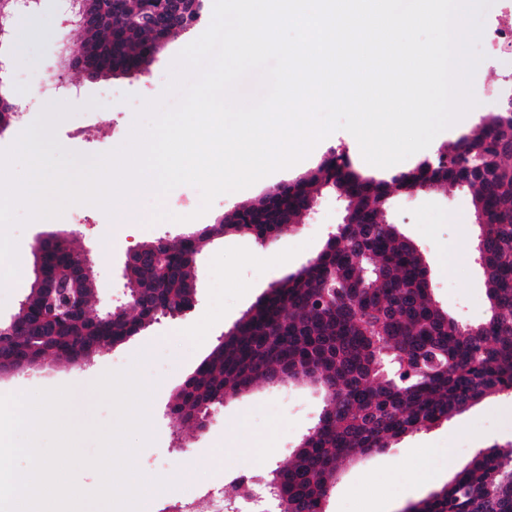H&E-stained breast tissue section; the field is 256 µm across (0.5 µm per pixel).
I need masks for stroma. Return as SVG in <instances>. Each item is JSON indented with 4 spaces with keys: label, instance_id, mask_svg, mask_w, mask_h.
Listing matches in <instances>:
<instances>
[{
    "label": "stroma",
    "instance_id": "stroma-1",
    "mask_svg": "<svg viewBox=\"0 0 512 512\" xmlns=\"http://www.w3.org/2000/svg\"><path fill=\"white\" fill-rule=\"evenodd\" d=\"M62 0H41L37 13L14 16L16 39L4 49L9 62L8 84L21 115L0 134V149L18 135L53 102L36 84L46 74H61L76 85L77 111L58 127L57 135L66 149L83 155H98L126 141L135 117L145 101L165 97L170 68L175 56L199 38L203 30L173 36L162 53L142 73L108 76L90 83L60 64L62 45L78 47L80 30L62 26ZM484 53L477 65L473 94L477 104L469 113L468 132L479 129L483 117L496 110L506 90H512V60L487 54L486 40H479ZM98 107H89V100ZM346 147L354 165L369 175H380L378 167L362 157L355 137L345 130L332 133L329 144L316 145L308 157L277 175L255 184L252 199L293 181L315 168L328 148ZM201 195L197 188L181 185L164 199L142 195L135 200L133 221L124 226L110 223L100 208L71 205L65 219H45L17 227L13 235L32 262L37 238L69 232L75 247L91 249L94 256L95 296L93 313L125 300L129 294L124 262L129 248L165 238L179 239L191 229L214 223L224 212L240 205V197L224 194L205 214H198ZM176 214V221L150 222L154 207ZM387 219L421 249L430 274L434 299L449 315L465 323H477L488 312L486 286L475 251L478 227L472 194L465 188L437 189L410 196L393 194ZM341 212L335 195L318 196L314 212L302 223L293 224L270 243L249 235L228 236L206 244L196 257L197 295L194 308L185 318H159L137 334L116 345L101 348L83 363H70L54 356L23 372L0 374V395L69 386L73 389L71 419L79 424H107L113 410L92 389L108 370L128 368L140 353L143 379L154 384L149 405L154 429L153 443L139 451V470L160 478H174L189 470L194 480L206 484L219 470L210 466L212 449L223 448L224 468L229 475L262 481L276 462L290 457L298 441L317 423L324 395L301 382L263 385L226 398L217 407L205 430L179 424L168 415L175 395L205 359L218 340L275 282L286 278L316 256L335 232ZM252 442L270 446L266 457L249 458L239 445ZM512 442V396L494 395L447 422L401 438L393 447L357 456L340 470L335 489L325 502L326 512H362L374 494L388 501L385 512H402L407 504L426 498L440 489L472 458L477 449ZM425 460L432 477L414 482L410 465Z\"/></svg>",
    "mask_w": 512,
    "mask_h": 512
}]
</instances>
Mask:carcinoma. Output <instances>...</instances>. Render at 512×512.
I'll list each match as a JSON object with an SVG mask.
<instances>
[{
	"label": "carcinoma",
	"instance_id": "cac0c4a2",
	"mask_svg": "<svg viewBox=\"0 0 512 512\" xmlns=\"http://www.w3.org/2000/svg\"><path fill=\"white\" fill-rule=\"evenodd\" d=\"M84 40L68 54L87 80L144 72L168 39L198 27L208 10L200 0H78ZM0 124L18 106L0 83ZM472 191L484 237L480 266L488 316L458 324L433 299L429 271L417 245L383 219L393 191L445 187ZM334 192L342 223L314 260L277 282L224 333L172 405L177 417L206 413L230 395L285 376L324 392L317 424L294 454L272 468L263 488L277 512H325L339 464L389 448L400 438L437 426L485 398L512 394V115L493 112L480 128L443 145L390 179L359 173L344 151H329L296 182L255 203L238 205L215 224L166 246H140L146 259L129 268L134 316L73 320L35 287L19 309L21 327L0 337V368H18L58 351L81 362L123 342L152 320L180 310L196 289L200 244L247 234L262 241L310 212L322 192ZM50 272L68 273L62 287L82 306L94 296V273L76 249L48 247ZM411 512H512V452L481 448L439 491Z\"/></svg>",
	"mask_w": 512,
	"mask_h": 512
}]
</instances>
